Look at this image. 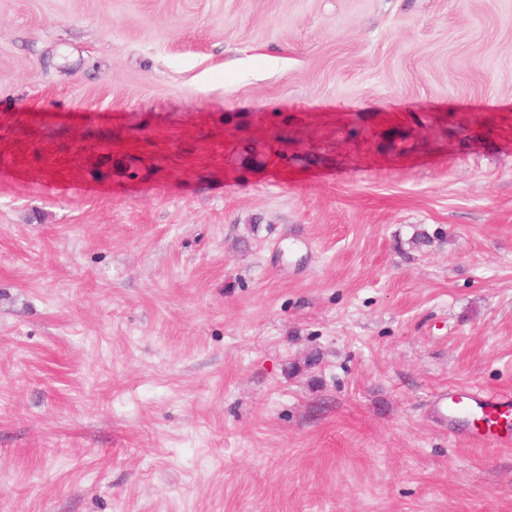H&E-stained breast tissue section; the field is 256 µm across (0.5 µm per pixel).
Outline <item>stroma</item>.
<instances>
[{"instance_id": "stroma-1", "label": "stroma", "mask_w": 512, "mask_h": 512, "mask_svg": "<svg viewBox=\"0 0 512 512\" xmlns=\"http://www.w3.org/2000/svg\"><path fill=\"white\" fill-rule=\"evenodd\" d=\"M512 0H0V512H512ZM435 414L449 433L464 436L472 446H512V394L449 387L437 397Z\"/></svg>"}]
</instances>
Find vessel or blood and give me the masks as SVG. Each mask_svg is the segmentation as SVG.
<instances>
[{"mask_svg": "<svg viewBox=\"0 0 512 512\" xmlns=\"http://www.w3.org/2000/svg\"><path fill=\"white\" fill-rule=\"evenodd\" d=\"M435 414L449 433L479 447L512 446V394L452 387L435 401Z\"/></svg>", "mask_w": 512, "mask_h": 512, "instance_id": "obj_1", "label": "vessel or blood"}]
</instances>
